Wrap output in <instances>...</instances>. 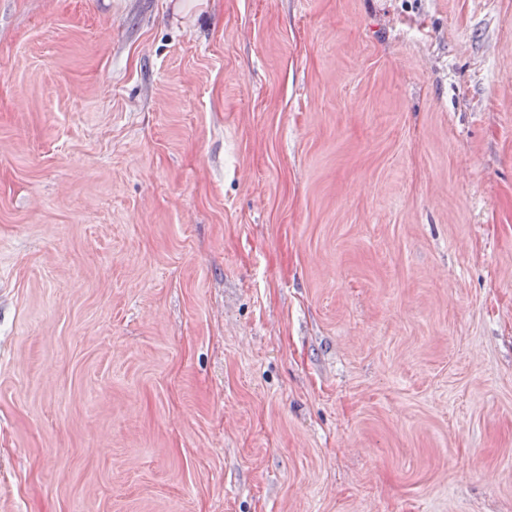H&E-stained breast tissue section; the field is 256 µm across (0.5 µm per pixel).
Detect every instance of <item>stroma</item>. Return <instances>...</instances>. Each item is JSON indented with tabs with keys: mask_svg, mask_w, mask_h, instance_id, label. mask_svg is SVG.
Returning a JSON list of instances; mask_svg holds the SVG:
<instances>
[{
	"mask_svg": "<svg viewBox=\"0 0 512 512\" xmlns=\"http://www.w3.org/2000/svg\"><path fill=\"white\" fill-rule=\"evenodd\" d=\"M0 512H512V0H0Z\"/></svg>",
	"mask_w": 512,
	"mask_h": 512,
	"instance_id": "stroma-1",
	"label": "stroma"
}]
</instances>
